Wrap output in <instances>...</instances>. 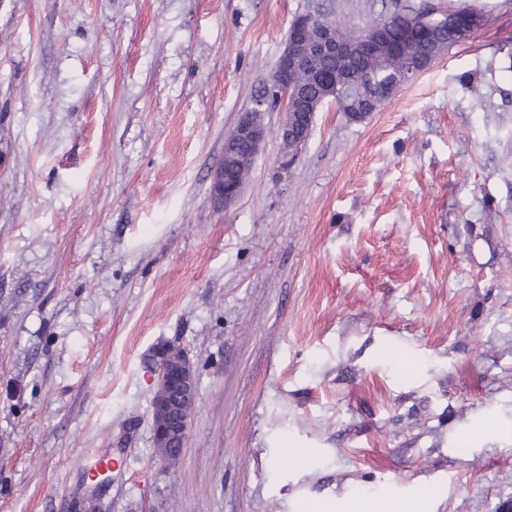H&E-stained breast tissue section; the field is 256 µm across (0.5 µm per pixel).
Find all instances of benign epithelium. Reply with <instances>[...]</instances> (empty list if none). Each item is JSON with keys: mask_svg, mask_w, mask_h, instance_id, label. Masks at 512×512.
Listing matches in <instances>:
<instances>
[{"mask_svg": "<svg viewBox=\"0 0 512 512\" xmlns=\"http://www.w3.org/2000/svg\"><path fill=\"white\" fill-rule=\"evenodd\" d=\"M385 20L369 25L367 33L354 32L341 39L336 27L314 14L295 17L289 25L285 47L273 75L276 91L282 93L277 109L283 112L279 136L288 145L292 158L307 142L315 115L326 102H339L342 92L351 87L342 63L358 48L375 52L384 46L394 51V45L383 44ZM300 69L308 71L307 83L319 87L313 97L302 84L289 81ZM267 98L259 95L252 107L244 112L224 140V152L233 155L239 148L255 157L268 135L260 115L266 111ZM245 180L234 179L219 165L211 176L210 195L216 207H226L242 194ZM157 374V390L153 398L152 429L156 446L172 444L182 449L187 440L192 410L181 406L183 401H196L197 384L193 367L184 351L172 344L154 347L151 355Z\"/></svg>", "mask_w": 512, "mask_h": 512, "instance_id": "1", "label": "benign epithelium"}]
</instances>
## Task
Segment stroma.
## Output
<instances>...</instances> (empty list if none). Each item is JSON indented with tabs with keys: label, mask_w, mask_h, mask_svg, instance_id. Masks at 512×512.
Masks as SVG:
<instances>
[{
	"label": "stroma",
	"mask_w": 512,
	"mask_h": 512,
	"mask_svg": "<svg viewBox=\"0 0 512 512\" xmlns=\"http://www.w3.org/2000/svg\"><path fill=\"white\" fill-rule=\"evenodd\" d=\"M461 8L465 40L364 122L325 105L292 163L264 113L214 206L295 16ZM160 342L197 381L174 468ZM325 500L512 502V0H0V512ZM267 98L257 95L252 101V107L244 112L237 124L224 140V154L232 156L240 147L246 148L250 157L254 158L260 146L268 135L265 124L261 121V112H265ZM245 151L238 152L237 156L227 161L235 177H247L252 160ZM245 179H234L224 169L222 162L212 173L210 195L216 207H226L242 194Z\"/></svg>",
	"instance_id": "stroma-1"
}]
</instances>
